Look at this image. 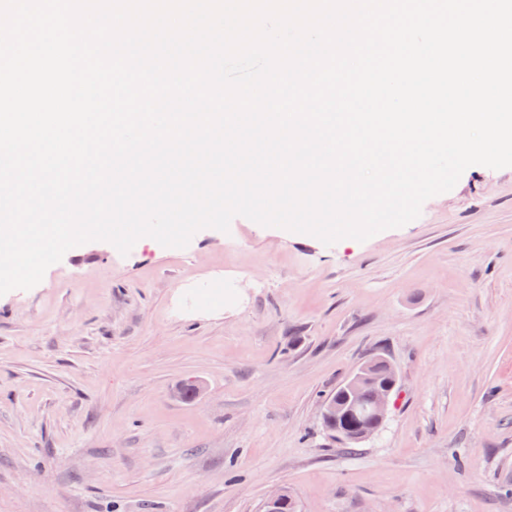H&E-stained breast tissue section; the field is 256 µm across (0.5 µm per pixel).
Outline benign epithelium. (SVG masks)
<instances>
[{
	"mask_svg": "<svg viewBox=\"0 0 512 512\" xmlns=\"http://www.w3.org/2000/svg\"><path fill=\"white\" fill-rule=\"evenodd\" d=\"M365 372L366 367H361L360 372L346 385L345 411H340L334 400L322 404V422L334 425L340 439L356 442L368 440L379 433L386 420L395 383L375 384L368 395L364 391L365 383L369 382Z\"/></svg>",
	"mask_w": 512,
	"mask_h": 512,
	"instance_id": "7a95c632",
	"label": "benign epithelium"
}]
</instances>
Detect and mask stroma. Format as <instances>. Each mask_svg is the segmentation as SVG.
<instances>
[{
	"label": "stroma",
	"instance_id": "stroma-1",
	"mask_svg": "<svg viewBox=\"0 0 512 512\" xmlns=\"http://www.w3.org/2000/svg\"><path fill=\"white\" fill-rule=\"evenodd\" d=\"M375 438L321 428L373 355ZM202 382L197 399L182 384ZM512 512V167L366 241L234 217L68 250L0 296V512Z\"/></svg>",
	"mask_w": 512,
	"mask_h": 512
}]
</instances>
